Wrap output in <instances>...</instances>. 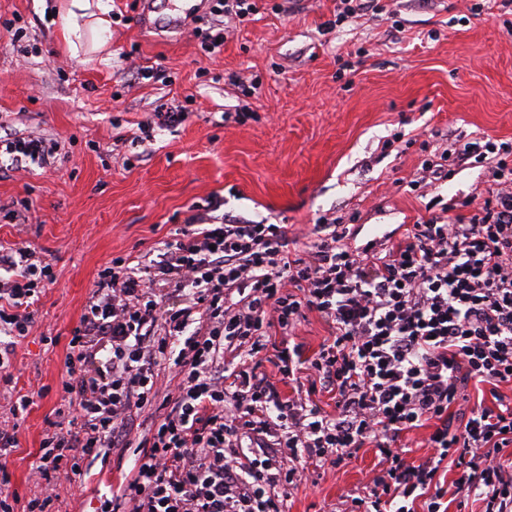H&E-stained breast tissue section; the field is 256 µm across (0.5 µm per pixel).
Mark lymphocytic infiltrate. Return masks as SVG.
<instances>
[{
    "mask_svg": "<svg viewBox=\"0 0 512 512\" xmlns=\"http://www.w3.org/2000/svg\"><path fill=\"white\" fill-rule=\"evenodd\" d=\"M57 147L7 129L0 162L43 167ZM488 157L482 204L466 215L448 204L379 252L351 250L346 230L318 223L300 255L280 225L197 214L146 258L113 259L71 331L40 490L23 507L7 462L35 392L16 393L0 421V512H57L58 483L129 449L134 466L96 512H287L285 486L368 445L379 470L354 507L415 512L420 499L446 512L451 492L512 512V399L499 391L512 385V141H458L421 171L438 180L444 165ZM53 279L30 247L0 249L1 382L13 383L11 358ZM310 312L329 336L308 358L290 337ZM472 383L491 402L470 403ZM322 391L334 412L315 401ZM425 426L432 453L409 462L402 437ZM450 457L460 475L448 489L439 470Z\"/></svg>",
    "mask_w": 512,
    "mask_h": 512,
    "instance_id": "f902f5d3",
    "label": "lymphocytic infiltrate"
}]
</instances>
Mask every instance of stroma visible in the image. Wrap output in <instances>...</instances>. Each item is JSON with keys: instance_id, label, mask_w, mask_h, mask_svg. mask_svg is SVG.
<instances>
[{"instance_id": "1", "label": "stroma", "mask_w": 512, "mask_h": 512, "mask_svg": "<svg viewBox=\"0 0 512 512\" xmlns=\"http://www.w3.org/2000/svg\"><path fill=\"white\" fill-rule=\"evenodd\" d=\"M375 3L328 31L336 0H262L256 19L207 13L169 42L141 36L140 0H115L107 45L96 48L87 29L73 51L56 0H0V123L60 144L55 167L0 171V206L29 212L25 224L0 219V245H31L55 276L13 359L19 388L49 389L8 461L22 500L36 489L32 465L61 402L70 332L113 258L161 247L215 197L222 204L207 218L299 227L324 217L361 250L372 225L383 229L380 249L428 220L432 198L485 193V161L409 183L456 139L512 140V11L501 0ZM217 28L228 35L210 55L203 43ZM145 67L157 78H140ZM162 103L186 106L187 119L139 140V123ZM378 461L366 447L319 469L316 482L289 487L288 512H340ZM117 477L106 470L58 491L70 512H92Z\"/></svg>"}]
</instances>
